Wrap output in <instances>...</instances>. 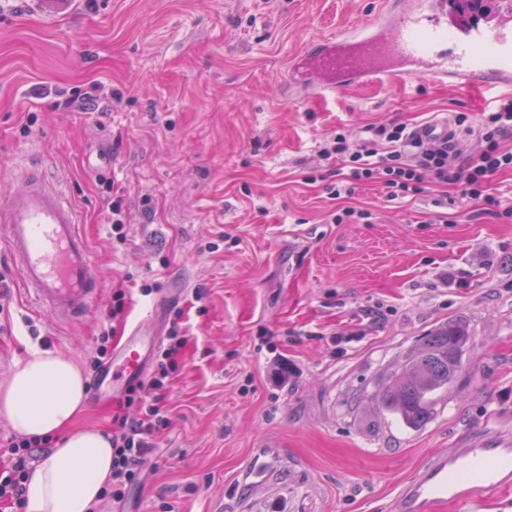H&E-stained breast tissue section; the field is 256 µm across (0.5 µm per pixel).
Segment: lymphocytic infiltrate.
I'll return each mask as SVG.
<instances>
[{
	"label": "lymphocytic infiltrate",
	"instance_id": "1",
	"mask_svg": "<svg viewBox=\"0 0 512 512\" xmlns=\"http://www.w3.org/2000/svg\"><path fill=\"white\" fill-rule=\"evenodd\" d=\"M512 98L501 99L494 111L485 113L478 126L476 145L463 152L451 137L422 138L404 122L367 125L358 139L336 133L320 148L322 159H336L346 169L343 178L327 185L335 199L352 195L356 186L378 183L389 199L421 195L425 177L441 186L460 185L465 196L481 213H503L512 219V209H501L489 191L493 175L512 171ZM186 343L179 317H172L148 382L130 384L124 391L121 414L112 421V483L104 491L115 507H122L130 486L140 483L146 471L155 468V435L167 428L164 405L167 379L176 371V354ZM41 444L12 437L0 447L6 465L0 466V500L10 502L13 512H25L23 480Z\"/></svg>",
	"mask_w": 512,
	"mask_h": 512
}]
</instances>
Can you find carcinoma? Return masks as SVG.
<instances>
[{"label": "carcinoma", "mask_w": 512, "mask_h": 512, "mask_svg": "<svg viewBox=\"0 0 512 512\" xmlns=\"http://www.w3.org/2000/svg\"><path fill=\"white\" fill-rule=\"evenodd\" d=\"M469 341L466 325L456 319L438 324L391 377L382 405L405 425L419 427L434 414V395L448 388L461 370Z\"/></svg>", "instance_id": "cac0c4a2"}]
</instances>
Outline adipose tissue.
I'll return each instance as SVG.
<instances>
[{"mask_svg":"<svg viewBox=\"0 0 512 512\" xmlns=\"http://www.w3.org/2000/svg\"><path fill=\"white\" fill-rule=\"evenodd\" d=\"M87 405L80 367L59 353L31 350L0 385V416L22 438H55L56 446L24 479L26 512H94L112 480V438L78 428Z\"/></svg>","mask_w":512,"mask_h":512,"instance_id":"ef3b65f1","label":"adipose tissue"}]
</instances>
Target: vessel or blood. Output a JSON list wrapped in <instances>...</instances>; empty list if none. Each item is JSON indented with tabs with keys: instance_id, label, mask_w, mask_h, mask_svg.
Segmentation results:
<instances>
[{
	"instance_id": "obj_1",
	"label": "vessel or blood",
	"mask_w": 512,
	"mask_h": 512,
	"mask_svg": "<svg viewBox=\"0 0 512 512\" xmlns=\"http://www.w3.org/2000/svg\"><path fill=\"white\" fill-rule=\"evenodd\" d=\"M291 82L326 96L406 76L462 88H512V19L463 32L448 28V0H383L368 24L318 39L290 65ZM0 239L36 309L61 321L82 318L99 299L102 276L79 215L64 193L24 173L0 207ZM151 337H129L121 376L142 374ZM512 491V439L456 448L432 459L405 485L398 512H439L467 503L475 487Z\"/></svg>"
}]
</instances>
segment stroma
Instances as JSON below:
<instances>
[{
  "label": "stroma",
  "instance_id": "1",
  "mask_svg": "<svg viewBox=\"0 0 512 512\" xmlns=\"http://www.w3.org/2000/svg\"><path fill=\"white\" fill-rule=\"evenodd\" d=\"M378 6L0 0V204L26 164L41 166L77 209L104 281L88 314L58 320L33 310L0 242V383L32 349L81 366L102 331L113 348L137 327L163 337L170 310L182 311L170 424L127 512H391L433 454L512 438V222L430 179L415 197L367 184L330 198L342 169L318 155L337 130L355 139L377 122L477 120L498 97L418 77L321 99L289 90L293 56ZM92 85L87 111L57 108ZM347 207L370 223H334ZM152 281L158 290L141 295ZM451 318L470 330L461 371L434 417L407 427L378 394ZM281 355L298 373L277 384Z\"/></svg>",
  "mask_w": 512,
  "mask_h": 512
}]
</instances>
